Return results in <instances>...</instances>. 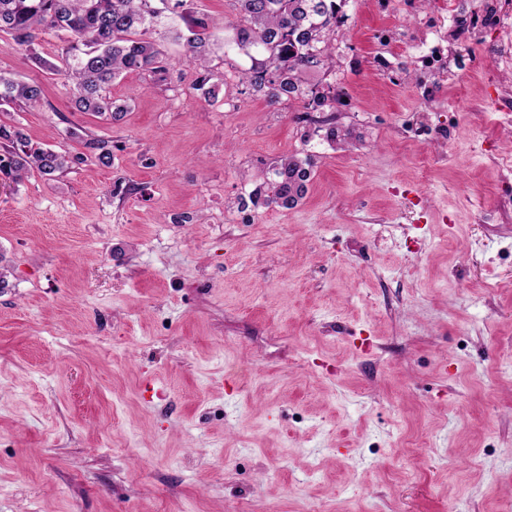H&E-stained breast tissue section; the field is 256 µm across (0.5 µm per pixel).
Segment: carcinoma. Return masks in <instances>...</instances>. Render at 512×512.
Masks as SVG:
<instances>
[{"mask_svg":"<svg viewBox=\"0 0 512 512\" xmlns=\"http://www.w3.org/2000/svg\"><path fill=\"white\" fill-rule=\"evenodd\" d=\"M167 0H0V31L33 50L38 34L65 32L63 76L73 86L72 100L81 112L113 120L127 106L112 100L108 87L128 72L166 71L161 51L143 38L147 26ZM237 21L233 42L251 50V65L242 82L256 94L273 102L306 95L301 81L305 71L329 70L330 47L335 39L336 0H233ZM189 60L204 71L198 79L209 81L208 61L202 56L208 44L206 18L189 11L184 17ZM43 88L36 82L17 81L0 72V106H22L41 101ZM85 147L103 164L110 162L108 143L98 139ZM75 161L67 151L33 147L17 127L0 124V173L16 181L36 170L53 177ZM310 160L288 157L273 165L266 191L256 189L255 198L267 206L290 208L304 195L311 179Z\"/></svg>","mask_w":512,"mask_h":512,"instance_id":"obj_1","label":"carcinoma"}]
</instances>
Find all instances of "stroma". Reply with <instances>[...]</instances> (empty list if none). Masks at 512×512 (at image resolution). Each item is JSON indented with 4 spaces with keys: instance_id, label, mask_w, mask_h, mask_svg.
<instances>
[{
    "instance_id": "35a3bbf8",
    "label": "stroma",
    "mask_w": 512,
    "mask_h": 512,
    "mask_svg": "<svg viewBox=\"0 0 512 512\" xmlns=\"http://www.w3.org/2000/svg\"><path fill=\"white\" fill-rule=\"evenodd\" d=\"M447 2L344 0L331 70L301 76L341 92L343 143L246 93L231 0L191 4L202 91L167 6L165 78L114 80L117 122L35 63L67 34L0 32V70L44 89L0 122L77 157L0 178V512H512V22ZM291 155L304 198L253 205ZM187 26L189 35L186 38L187 53L189 60L195 66L204 71L203 76L198 79L200 89L210 80L208 61L202 56L208 44V24L204 16H198L196 12L187 11V16L183 17ZM420 71L424 76H443L446 74L448 46L440 39L427 53L420 56Z\"/></svg>"
}]
</instances>
